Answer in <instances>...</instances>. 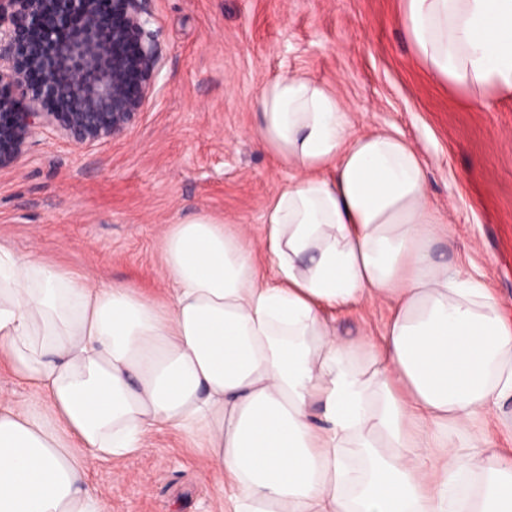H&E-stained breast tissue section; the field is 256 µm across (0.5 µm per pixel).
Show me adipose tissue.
<instances>
[{
    "instance_id": "adipose-tissue-1",
    "label": "adipose tissue",
    "mask_w": 512,
    "mask_h": 512,
    "mask_svg": "<svg viewBox=\"0 0 512 512\" xmlns=\"http://www.w3.org/2000/svg\"><path fill=\"white\" fill-rule=\"evenodd\" d=\"M424 69L512 96V0H405ZM292 176L258 242L199 214L162 238L165 301L0 245V512H106L88 481L150 433L201 442L224 512H512V314L441 259L448 233L402 137L357 134L290 72L255 100ZM270 261L260 273L257 256ZM388 303L381 331L336 316Z\"/></svg>"
}]
</instances>
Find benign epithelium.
<instances>
[{"mask_svg": "<svg viewBox=\"0 0 512 512\" xmlns=\"http://www.w3.org/2000/svg\"><path fill=\"white\" fill-rule=\"evenodd\" d=\"M147 0H0V169L29 139L58 135L81 147L125 135L154 92L162 59Z\"/></svg>", "mask_w": 512, "mask_h": 512, "instance_id": "1", "label": "benign epithelium"}]
</instances>
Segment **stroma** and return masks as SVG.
Masks as SVG:
<instances>
[{
    "instance_id": "1",
    "label": "stroma",
    "mask_w": 512,
    "mask_h": 512,
    "mask_svg": "<svg viewBox=\"0 0 512 512\" xmlns=\"http://www.w3.org/2000/svg\"><path fill=\"white\" fill-rule=\"evenodd\" d=\"M164 59L123 137L83 148L37 137L0 170V243L39 253L90 287L164 299L160 241L197 214L259 237L290 176L256 138L261 85L300 72L330 89L358 133L404 136L448 226L437 251L484 277L512 312V97L479 101L432 77L402 25L404 0H148ZM109 512H216L195 443L149 437L91 471Z\"/></svg>"
}]
</instances>
